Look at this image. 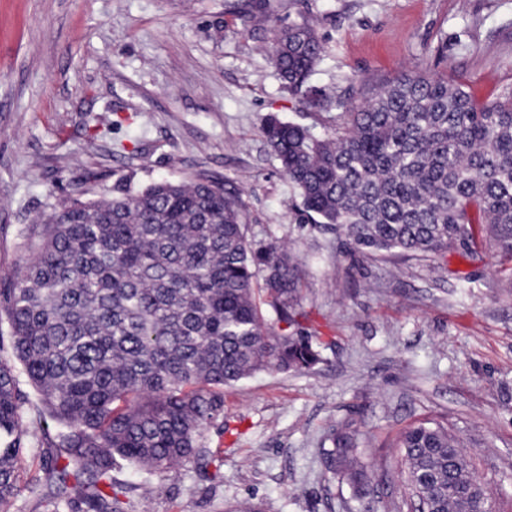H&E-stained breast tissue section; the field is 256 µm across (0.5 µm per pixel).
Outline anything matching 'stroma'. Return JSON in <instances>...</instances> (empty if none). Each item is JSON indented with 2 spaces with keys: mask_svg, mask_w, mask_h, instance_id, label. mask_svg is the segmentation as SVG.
<instances>
[{
  "mask_svg": "<svg viewBox=\"0 0 512 512\" xmlns=\"http://www.w3.org/2000/svg\"><path fill=\"white\" fill-rule=\"evenodd\" d=\"M243 2L0 0V280L25 262L22 232L78 191L221 180L248 240L295 256L323 360L225 388L207 456L151 478L113 471L136 512H360L323 456L347 421L378 512H398L392 443L420 419L454 429L495 512H512V258L481 229L466 255L345 254L334 230L299 222V192L262 131L274 115L321 137L336 115L282 83L274 29L313 24L326 52L309 84L328 97L411 72L483 104L512 86V0H267L253 19ZM55 432L28 443L11 512H42Z\"/></svg>",
  "mask_w": 512,
  "mask_h": 512,
  "instance_id": "stroma-1",
  "label": "stroma"
}]
</instances>
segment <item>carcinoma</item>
I'll use <instances>...</instances> for the list:
<instances>
[{"instance_id":"1","label":"carcinoma","mask_w":512,"mask_h":512,"mask_svg":"<svg viewBox=\"0 0 512 512\" xmlns=\"http://www.w3.org/2000/svg\"><path fill=\"white\" fill-rule=\"evenodd\" d=\"M325 45L304 20L273 30L271 60L285 85L318 108L340 109L317 137L275 117L263 133L302 200L300 222L344 236L349 252L412 257L469 251L475 225L512 256V90L479 104L460 85L402 73L352 112L307 87ZM27 260L0 284L11 356L0 358V512L19 494L29 425L19 380L60 426L44 460L43 512H131L112 484L129 464L157 476L205 453L224 419V388L261 370H308L320 345L299 329L297 266L244 234L238 199L205 174L112 198L75 197L23 232ZM264 287L257 288V281ZM266 305L280 332L269 331ZM327 467L354 494L370 474L350 425L330 434ZM397 448L405 493L428 512H461L448 482L475 465L448 425L408 426Z\"/></svg>"}]
</instances>
